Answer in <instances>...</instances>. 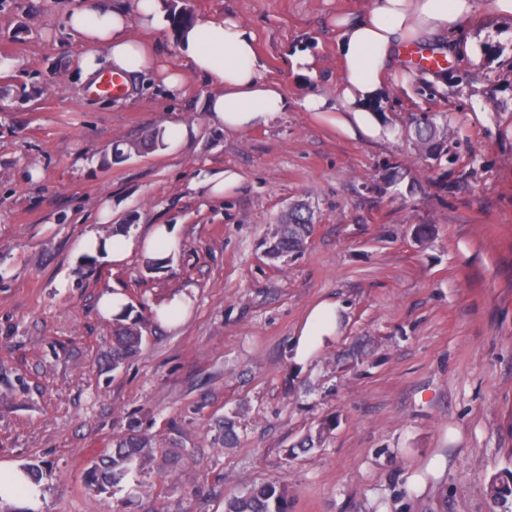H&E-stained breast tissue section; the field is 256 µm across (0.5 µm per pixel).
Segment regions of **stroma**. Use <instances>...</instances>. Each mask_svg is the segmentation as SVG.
<instances>
[{
	"mask_svg": "<svg viewBox=\"0 0 512 512\" xmlns=\"http://www.w3.org/2000/svg\"><path fill=\"white\" fill-rule=\"evenodd\" d=\"M74 0H0V461L38 464L44 512H224L226 493L286 481L289 512H490L480 493L512 471V24L483 16L465 30L473 62L446 53L444 99L419 94L429 73L402 61L378 108L380 133L350 136L295 107L246 132L212 126L210 85L187 76L181 99L137 78L120 97L92 96L83 50L64 14ZM195 19L250 26L269 78L298 100L340 82L336 14L369 0H174ZM308 49L316 76L286 65ZM455 127L437 158H420L421 113ZM194 126L182 152L142 150L164 123ZM236 171L211 198L205 176ZM313 213V236L269 260L265 238L289 204ZM112 221H98L103 204ZM176 225L168 266H112L77 256L88 230ZM417 224H431L425 242ZM118 290L144 320L139 353L102 360ZM188 292L185 322L152 316ZM345 307L335 342L295 366L291 341L308 309ZM372 336L369 362L340 372L330 358ZM246 407L238 447L217 420ZM323 451L289 458L324 417ZM135 428L186 453L166 481L87 489L91 463ZM126 306L127 300L118 290L103 294L99 301V310L105 318H119Z\"/></svg>",
	"mask_w": 512,
	"mask_h": 512,
	"instance_id": "1",
	"label": "stroma"
}]
</instances>
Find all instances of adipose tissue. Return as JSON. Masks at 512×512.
Instances as JSON below:
<instances>
[{"instance_id":"adipose-tissue-1","label":"adipose tissue","mask_w":512,"mask_h":512,"mask_svg":"<svg viewBox=\"0 0 512 512\" xmlns=\"http://www.w3.org/2000/svg\"><path fill=\"white\" fill-rule=\"evenodd\" d=\"M476 15L512 22V0H371L362 15L337 17L342 80L331 98L309 93L292 101L283 85L268 78L254 32L231 17L183 30L179 51L190 69L210 83L203 110L226 130L264 126L296 104L350 136H372L379 123L374 105L384 95L404 46H448L476 57L475 44L465 35L467 20ZM168 22L163 0H137L132 14L108 0H80L66 13L68 28L83 41L84 78L96 77L104 64L126 78L151 71L167 95L177 98L185 87L183 72L161 66L153 46L142 38L143 33L165 29ZM179 245L174 227L156 224L143 236L118 230L104 238L91 230L77 250L120 265L134 254L150 262L167 260ZM342 323L343 310L336 301L323 299L310 307L293 340L294 362L308 364L334 341ZM45 497L43 484L35 482L22 463L0 461V512H40Z\"/></svg>"}]
</instances>
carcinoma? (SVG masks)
<instances>
[{"mask_svg": "<svg viewBox=\"0 0 512 512\" xmlns=\"http://www.w3.org/2000/svg\"><path fill=\"white\" fill-rule=\"evenodd\" d=\"M452 129L446 112H432L419 120L415 129V147L426 151L427 144L441 133ZM312 217L300 209L288 214V223L277 224L272 240L277 247L268 251L271 259L278 252L295 254L301 252L311 234ZM142 343L140 323L124 326L112 337V368L116 369L138 352ZM224 447L234 448L238 444L237 429L241 427L239 413L224 416ZM336 427V421L325 418L315 429L308 430L294 447L307 453L320 448ZM168 453L158 446L155 439L135 432L119 435L112 440V451L94 462L87 470L86 486L100 491H120L131 474L166 476ZM482 494L491 503L506 507L512 497V472L495 474L482 487ZM224 512H288V486L280 482L262 483L244 487L224 499Z\"/></svg>", "mask_w": 512, "mask_h": 512, "instance_id": "carcinoma-1", "label": "carcinoma"}]
</instances>
